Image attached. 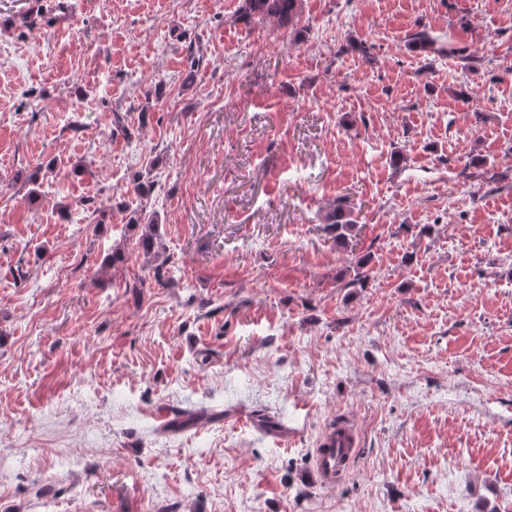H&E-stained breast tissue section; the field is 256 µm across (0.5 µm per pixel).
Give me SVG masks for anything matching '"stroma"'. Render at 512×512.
I'll return each instance as SVG.
<instances>
[{"label": "stroma", "instance_id": "stroma-1", "mask_svg": "<svg viewBox=\"0 0 512 512\" xmlns=\"http://www.w3.org/2000/svg\"><path fill=\"white\" fill-rule=\"evenodd\" d=\"M43 2L0 0V512H512V0ZM302 0H242L238 20L251 25L257 20L274 19L280 27L293 29ZM411 51L426 57L437 55L439 57H447L448 55L455 54L458 51L454 48H448L447 43L440 41V39L427 29H421L412 34L409 43L407 44ZM324 221L336 241L345 242L354 232L357 224L352 212L342 204L336 206L324 216ZM131 224H142L145 228L144 233L140 237V245L144 253L148 254L155 246L158 217L155 213L147 215L145 209L140 208L133 211V216L130 218ZM359 447L357 435L347 421L333 424L318 442L315 450V469L324 482H330L344 473Z\"/></svg>", "mask_w": 512, "mask_h": 512}]
</instances>
